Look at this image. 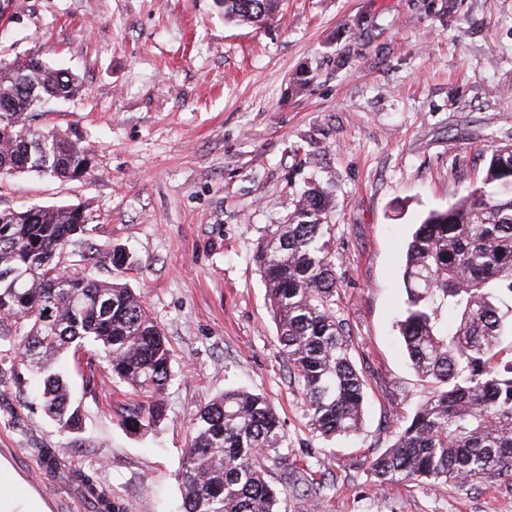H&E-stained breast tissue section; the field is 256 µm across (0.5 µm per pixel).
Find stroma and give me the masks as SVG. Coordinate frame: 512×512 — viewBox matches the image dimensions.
Returning <instances> with one entry per match:
<instances>
[{"instance_id":"stroma-1","label":"stroma","mask_w":512,"mask_h":512,"mask_svg":"<svg viewBox=\"0 0 512 512\" xmlns=\"http://www.w3.org/2000/svg\"><path fill=\"white\" fill-rule=\"evenodd\" d=\"M35 55L87 90L36 118L80 130L86 178H0V210L81 205L92 273L140 293L175 374L166 419L128 432L130 388L107 360L67 352L82 427L35 405L17 345L0 343V512H87L68 478L95 470L124 512H181L177 473L197 410L239 386L275 407L285 512H512V481L376 485L370 461L425 400L396 321L414 224L479 181L512 143V0H283L265 26L228 23L216 0H0V59ZM332 200L336 276L367 378L359 435L313 433L253 260L310 185ZM132 255L123 271L113 248ZM55 449L50 472L37 451Z\"/></svg>"}]
</instances>
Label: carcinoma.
I'll use <instances>...</instances> for the list:
<instances>
[{
    "label": "carcinoma",
    "mask_w": 512,
    "mask_h": 512,
    "mask_svg": "<svg viewBox=\"0 0 512 512\" xmlns=\"http://www.w3.org/2000/svg\"><path fill=\"white\" fill-rule=\"evenodd\" d=\"M224 20L259 24L281 0H217ZM85 92L84 82L37 56L0 63V176L37 174L80 180L93 158L81 138L39 131L44 101ZM316 187L292 204L288 223L270 224L254 261L267 286L277 340L304 394L311 429L327 441L361 427L366 378L352 359L339 307L335 225ZM88 216L76 205L0 210V341L18 340L34 373L45 414L65 431L79 424L58 358L92 347L140 400L120 406L132 433L166 417L174 378L162 327L125 284L91 275L83 235ZM66 258L70 270L60 268ZM406 299L397 321L415 373L429 397L370 463L380 486L480 484L512 473V144L491 149L480 183L446 209L429 211L408 241ZM285 434L263 395L228 388L201 408L178 479L183 512H280L268 480L283 458ZM88 512H123L96 473L74 470Z\"/></svg>",
    "instance_id": "cac0c4a2"
}]
</instances>
